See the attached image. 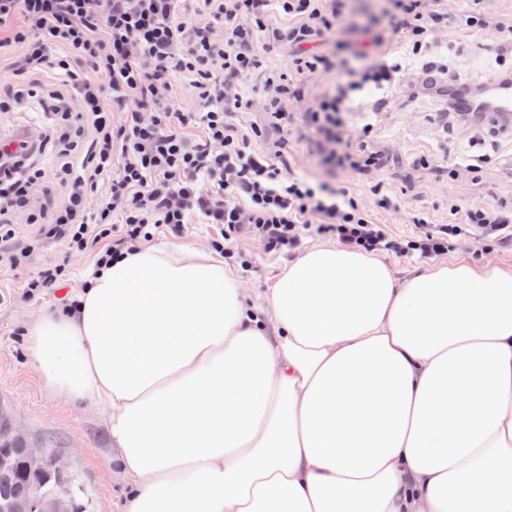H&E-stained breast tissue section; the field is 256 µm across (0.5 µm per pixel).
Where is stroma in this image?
<instances>
[{
	"label": "stroma",
	"mask_w": 512,
	"mask_h": 512,
	"mask_svg": "<svg viewBox=\"0 0 512 512\" xmlns=\"http://www.w3.org/2000/svg\"><path fill=\"white\" fill-rule=\"evenodd\" d=\"M384 0H351L338 25L337 37L353 45L362 29L382 26L379 8ZM448 28L442 32L438 54L446 56L470 80L476 81L497 64L493 51L499 39L496 28H488L479 39H471L463 23L472 9L494 16H512V0H448ZM323 81L304 86L301 100H288L287 126L276 124L265 112L244 115L243 126L255 125L262 135L256 146L275 155L279 163L309 177L333 182L349 189L359 205L389 224L394 235L409 237L417 227L412 218L424 215L430 223L444 224L452 206L479 204L512 208V127L482 119L474 124L448 118L439 101L428 97L390 98L372 89L361 93L346 120L359 129L371 125L370 136L352 143L359 162L332 166L323 160L317 131L307 121V107L319 97ZM375 157L374 164L363 155ZM460 161L451 170L450 160ZM476 165L478 173L468 172ZM394 201L392 210L380 206L381 197ZM249 262L241 277L248 302H261L281 269L294 261L291 250L271 253L256 236L238 242ZM466 259L476 264L512 267V242L497 243L466 229L457 235L442 262ZM95 265L90 255L70 260L66 289L24 296L23 274L0 273V412L14 431L36 448L52 449L77 477L84 492L85 512H123L127 487L112 458V441L105 408L52 396L45 388L27 349V330L42 314L61 310L66 291H81Z\"/></svg>",
	"instance_id": "obj_1"
}]
</instances>
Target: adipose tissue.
<instances>
[{"mask_svg":"<svg viewBox=\"0 0 512 512\" xmlns=\"http://www.w3.org/2000/svg\"><path fill=\"white\" fill-rule=\"evenodd\" d=\"M28 331L104 406L124 512H512V267L398 279L307 249L264 307L222 257L153 244Z\"/></svg>","mask_w":512,"mask_h":512,"instance_id":"adipose-tissue-1","label":"adipose tissue"}]
</instances>
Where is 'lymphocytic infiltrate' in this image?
<instances>
[{
	"mask_svg": "<svg viewBox=\"0 0 512 512\" xmlns=\"http://www.w3.org/2000/svg\"><path fill=\"white\" fill-rule=\"evenodd\" d=\"M187 2L0 0V50L20 49L12 99L0 100V112L27 99L43 115L39 137L22 132L0 142V268L25 272V295L63 284L72 256L90 253L100 265L155 233L184 235L194 216L215 227L212 247L224 255L251 234L272 252L318 235L423 258L447 254L465 224L512 239V208L477 205L457 208V221L398 238L346 188L280 167L256 149L259 128L233 122L255 108L245 86L269 44L288 51L287 71L270 75L264 90L265 111L283 123L284 104L301 96L304 81L345 69L308 110L331 163L354 136L339 117L366 87L433 92L452 112L463 95L472 113L483 112L489 90L457 85L432 52L448 21L443 0H389L387 24L419 62L406 83L400 64L376 52L383 33L363 32L349 59L330 45L347 0H202L193 10ZM35 72L51 75L48 89L26 88ZM180 75L197 91L190 111L173 96ZM48 154L64 188L53 199L36 194L38 160ZM22 215L42 240L61 246L60 259L35 267L31 248L4 249Z\"/></svg>",
	"mask_w": 512,
	"mask_h": 512,
	"instance_id": "1",
	"label": "lymphocytic infiltrate"
}]
</instances>
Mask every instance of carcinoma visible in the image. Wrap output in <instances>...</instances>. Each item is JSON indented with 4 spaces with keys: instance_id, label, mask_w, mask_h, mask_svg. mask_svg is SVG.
Returning a JSON list of instances; mask_svg holds the SVG:
<instances>
[{
    "instance_id": "cac0c4a2",
    "label": "carcinoma",
    "mask_w": 512,
    "mask_h": 512,
    "mask_svg": "<svg viewBox=\"0 0 512 512\" xmlns=\"http://www.w3.org/2000/svg\"><path fill=\"white\" fill-rule=\"evenodd\" d=\"M24 438L19 436L0 442V455L4 462L0 464V507L25 504L36 491H48L56 481L64 480L75 486V477L71 472L57 473L46 464L39 471L29 467L25 452Z\"/></svg>"
}]
</instances>
